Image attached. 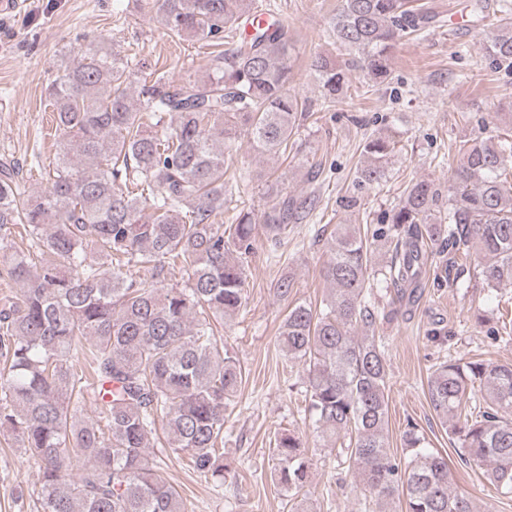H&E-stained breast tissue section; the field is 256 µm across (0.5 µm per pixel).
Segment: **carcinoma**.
Masks as SVG:
<instances>
[{"label": "carcinoma", "instance_id": "cac0c4a2", "mask_svg": "<svg viewBox=\"0 0 512 512\" xmlns=\"http://www.w3.org/2000/svg\"><path fill=\"white\" fill-rule=\"evenodd\" d=\"M257 0H158L168 31L210 49L208 73L172 81L151 72L132 90L129 58L105 41L61 61L47 88L60 150L40 193L22 168L0 160V273L19 292L0 300V433L40 469L37 512H186L179 491L148 449L158 429L194 472L224 482L226 412L242 383L217 326L245 301L246 268L260 240L288 245V229L315 210L312 198L281 196L261 216L224 218V144L247 131L260 154H288L291 136L312 105L289 89L292 40ZM500 24L485 51L512 68V0H500ZM413 0H339L329 37L340 61L311 62L322 105L348 97L347 74L381 83L392 50L422 30ZM139 105H134V96ZM394 141L367 139L354 183L378 188ZM448 189L410 183L389 227L338 224L324 248L319 303L293 299L282 277L274 295L287 305L278 345L306 366L305 402L325 448H341L365 490V512H473L451 488L448 456L426 446L410 423L406 455L388 441L385 338L391 317L371 300L383 277L395 298H413L435 247L452 246L465 262L483 255L488 286L512 283V138L466 141ZM391 245L388 264H372L376 243ZM186 269L184 287L163 286ZM149 273L153 285L136 278ZM479 384L485 407L466 413ZM431 406L460 443L461 461L488 466L512 493V364L448 356L429 368ZM97 417L83 419L86 403ZM273 473L291 512H311L299 497L309 479L294 433L274 435Z\"/></svg>", "mask_w": 512, "mask_h": 512}]
</instances>
